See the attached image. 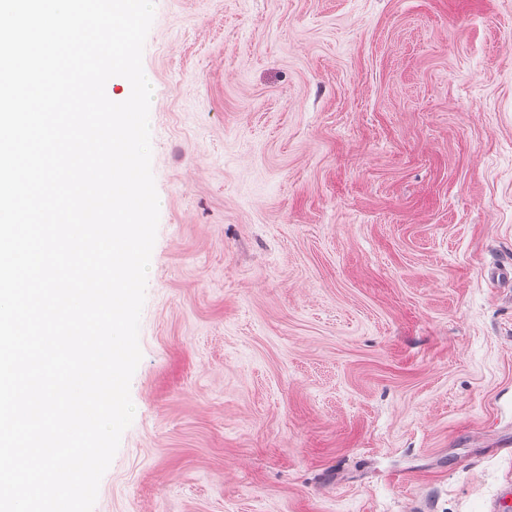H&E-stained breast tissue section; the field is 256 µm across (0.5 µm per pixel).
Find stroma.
I'll return each mask as SVG.
<instances>
[{
	"label": "stroma",
	"instance_id": "obj_1",
	"mask_svg": "<svg viewBox=\"0 0 512 512\" xmlns=\"http://www.w3.org/2000/svg\"><path fill=\"white\" fill-rule=\"evenodd\" d=\"M159 225L93 512H512V0H155Z\"/></svg>",
	"mask_w": 512,
	"mask_h": 512
}]
</instances>
